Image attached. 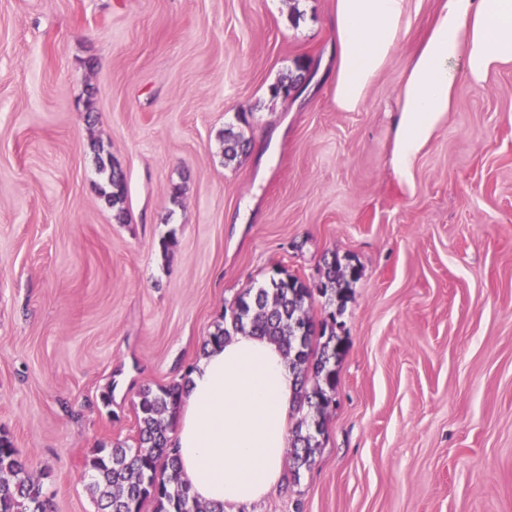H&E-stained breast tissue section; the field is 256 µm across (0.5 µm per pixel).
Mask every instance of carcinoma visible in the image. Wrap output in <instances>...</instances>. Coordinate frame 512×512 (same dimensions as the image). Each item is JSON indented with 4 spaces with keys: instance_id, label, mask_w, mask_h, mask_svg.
Segmentation results:
<instances>
[{
    "instance_id": "cac0c4a2",
    "label": "carcinoma",
    "mask_w": 512,
    "mask_h": 512,
    "mask_svg": "<svg viewBox=\"0 0 512 512\" xmlns=\"http://www.w3.org/2000/svg\"><path fill=\"white\" fill-rule=\"evenodd\" d=\"M242 135L224 133V160L231 162L247 152ZM99 172L105 176V204L124 221L126 178L111 158L98 157ZM337 256L323 258L318 282L311 284L294 274L280 272L268 284L241 294L224 314L207 343L220 344L245 329L282 344L295 374L296 422L288 439V473L292 482L310 468L320 447L323 417L333 400L336 363L343 340L336 332V313L343 311L352 285ZM331 295L337 312L317 320L311 313L315 295ZM185 380L156 390L145 388L137 412L134 446L117 443L94 450L89 461V490L98 512H142L151 504L153 512H224L198 502L188 485L179 479L178 449L172 447V411L184 390ZM45 474L30 472L17 454L11 438L0 432V512H51L44 492Z\"/></svg>"
}]
</instances>
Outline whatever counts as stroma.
Here are the masks:
<instances>
[{
  "mask_svg": "<svg viewBox=\"0 0 512 512\" xmlns=\"http://www.w3.org/2000/svg\"><path fill=\"white\" fill-rule=\"evenodd\" d=\"M440 6L408 0L345 111L336 0H0V428L53 512H95L91 449L133 444L139 391L195 365L238 295L331 254L359 269L335 403L311 468L250 512H512V65L459 79L412 183L391 164ZM228 129L249 142L229 164ZM99 172L105 176L106 188L102 190V197L105 204L115 212V219L123 222L126 217V210L123 206L127 193L126 178L120 167L116 166L111 157L104 159L98 157Z\"/></svg>",
  "mask_w": 512,
  "mask_h": 512,
  "instance_id": "obj_1",
  "label": "stroma"
}]
</instances>
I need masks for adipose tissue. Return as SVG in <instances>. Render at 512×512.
Returning <instances> with one entry per match:
<instances>
[{
  "mask_svg": "<svg viewBox=\"0 0 512 512\" xmlns=\"http://www.w3.org/2000/svg\"><path fill=\"white\" fill-rule=\"evenodd\" d=\"M407 0H336L334 97L360 107L406 24ZM512 64V0H444L399 90L392 164L411 181L414 163L456 102L460 78L485 82ZM295 376L282 349L237 333L209 345L174 411L169 433L192 494L225 512L277 492L284 480Z\"/></svg>",
  "mask_w": 512,
  "mask_h": 512,
  "instance_id": "obj_1",
  "label": "adipose tissue"
}]
</instances>
